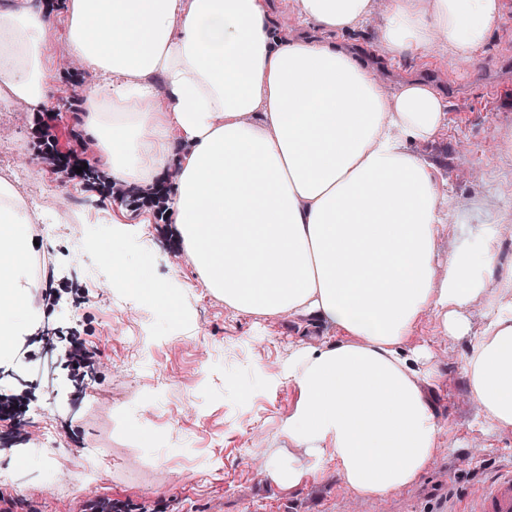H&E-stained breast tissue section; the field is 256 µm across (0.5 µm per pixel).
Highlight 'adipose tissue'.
Returning <instances> with one entry per match:
<instances>
[{"label":"adipose tissue","mask_w":512,"mask_h":512,"mask_svg":"<svg viewBox=\"0 0 512 512\" xmlns=\"http://www.w3.org/2000/svg\"><path fill=\"white\" fill-rule=\"evenodd\" d=\"M67 42L106 79L89 91L83 127L114 181L155 195L177 164L172 232L207 288L237 312L317 319L333 341L302 348L284 376L299 400L284 431L313 454L329 449L344 481L381 496L413 483L439 436L421 389L435 377L403 344L418 317L439 312L461 336V311L488 300L467 358L468 390L497 426L512 427V278L492 290L497 227L434 272L444 217L433 168L409 144L434 137L443 101L412 82L389 95L351 52L289 39L264 0H63ZM302 16L344 31L372 0H299ZM499 0H394L384 40L395 55L447 44L470 60L487 43ZM51 0L0 6V98L47 101ZM169 108L154 104L150 76ZM188 153L175 160L173 140ZM28 218L0 184V342L14 333L29 276ZM113 278L156 299L173 319L175 289L157 287L112 252Z\"/></svg>","instance_id":"adipose-tissue-1"}]
</instances>
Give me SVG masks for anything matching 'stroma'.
I'll list each match as a JSON object with an SVG mask.
<instances>
[{
	"instance_id": "1",
	"label": "stroma",
	"mask_w": 512,
	"mask_h": 512,
	"mask_svg": "<svg viewBox=\"0 0 512 512\" xmlns=\"http://www.w3.org/2000/svg\"><path fill=\"white\" fill-rule=\"evenodd\" d=\"M374 21L353 32L331 33L304 21L298 0H265L274 24L291 37L328 40L352 52L391 93L424 82L440 94L445 118L432 139L411 150L432 164L441 184L446 218L437 239L436 271L451 252L476 246L483 225L512 215V0H501L490 40L469 65L456 67L448 49L395 56L385 45L391 0H376ZM95 72L55 73L47 108L60 145L82 138L87 91L99 86ZM498 92L489 96L487 85ZM35 109L11 111L0 101V152L17 167L0 165L21 200H39L51 212L56 193L73 194L76 206L42 233L35 248L43 263L39 285L54 295L46 317L29 329L20 317L0 350V395L27 386L31 432L43 435L28 450L0 420V493L29 499L47 512H81L101 496L161 503L166 512H433L449 495H473L498 470L512 464V428L482 413L466 380V357L489 310L485 300L463 309L467 332L449 335L438 313L422 314L403 350L427 348L438 375L423 383L440 433L427 469L413 483L380 497L357 494L333 461H315L308 448L288 439L283 425L298 400L282 370L298 347L321 346L331 333L306 315L258 318L239 313L211 294L171 227L142 205L111 198L108 189L59 177L39 153ZM144 224L146 244L129 243L126 258L148 261V274L162 287L178 285L181 319L168 318L126 289L92 293L89 271L111 275L102 244L113 222ZM99 348L103 363L83 393L61 354L69 336ZM209 345L199 363L195 343ZM71 467L63 469L58 458ZM308 464L300 484L288 487L269 475L270 464Z\"/></svg>"
}]
</instances>
